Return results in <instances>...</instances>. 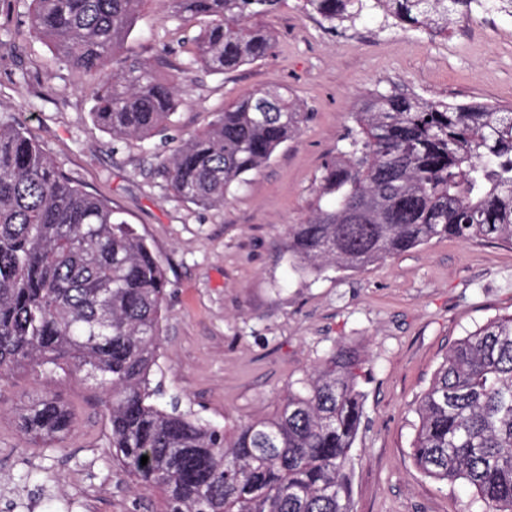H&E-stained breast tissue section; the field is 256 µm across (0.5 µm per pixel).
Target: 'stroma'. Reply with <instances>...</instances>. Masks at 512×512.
<instances>
[{
    "label": "stroma",
    "mask_w": 512,
    "mask_h": 512,
    "mask_svg": "<svg viewBox=\"0 0 512 512\" xmlns=\"http://www.w3.org/2000/svg\"><path fill=\"white\" fill-rule=\"evenodd\" d=\"M30 0H0V115L20 123L60 172L106 201L166 269V317L152 376L162 401L214 426L275 411L338 342L366 360L363 416L352 451L351 512H484L474 490L424 475L411 456L421 396L449 350L512 314V245L434 238L365 270L302 277L289 262V225L317 208L325 166L347 148L365 95L399 91L431 101L512 107V13L473 11L447 39L364 10L332 29L285 0L262 24L272 53L216 74L195 60L200 21L149 0L105 74L62 64L29 29ZM161 59L182 100L171 127L117 141L93 119L106 74ZM291 91L300 133L233 188L223 205L172 194L163 162L177 139L245 92ZM52 392L74 416L62 447L23 434L18 414ZM103 396L91 383L31 373L0 383V512H157L112 460Z\"/></svg>",
    "instance_id": "stroma-1"
}]
</instances>
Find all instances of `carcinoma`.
Listing matches in <instances>:
<instances>
[{
	"label": "carcinoma",
	"instance_id": "cac0c4a2",
	"mask_svg": "<svg viewBox=\"0 0 512 512\" xmlns=\"http://www.w3.org/2000/svg\"><path fill=\"white\" fill-rule=\"evenodd\" d=\"M148 0H31L30 28L59 60L88 73L124 46ZM368 0H301L331 26ZM284 0H165L198 19L197 60L224 73L269 55L258 20ZM397 23L446 37L476 6L512 0H373ZM181 100L155 63L133 60L94 99L114 139L148 138ZM289 92H252L224 106L165 159L173 193L224 204L300 131ZM350 150L326 165L334 204L289 225L295 270L360 271L435 237L512 243V108L375 93L352 113ZM168 279L148 245L106 202L58 171L21 126L0 118V380L31 370L93 381L105 396L110 454L162 512H351V451L363 415L365 359L340 342L275 412L228 432L158 401L151 386ZM412 445L418 469L472 487L487 512H512V315L489 320L448 352L423 394ZM47 447L73 414L45 394L19 416ZM148 456L141 465L142 456Z\"/></svg>",
	"mask_w": 512,
	"mask_h": 512
}]
</instances>
